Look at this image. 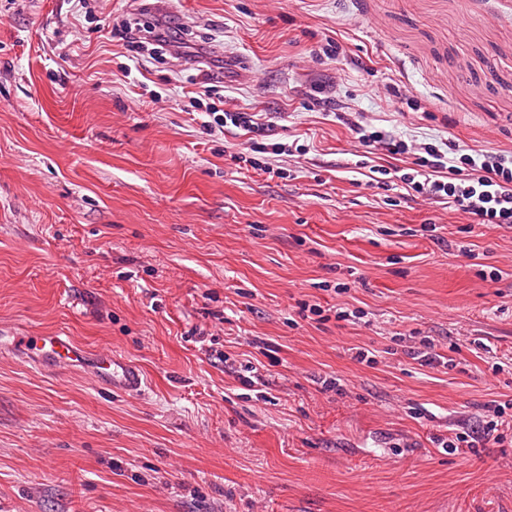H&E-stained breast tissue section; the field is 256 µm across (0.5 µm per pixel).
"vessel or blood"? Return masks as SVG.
I'll return each mask as SVG.
<instances>
[{"label":"vessel or blood","instance_id":"1","mask_svg":"<svg viewBox=\"0 0 512 512\" xmlns=\"http://www.w3.org/2000/svg\"><path fill=\"white\" fill-rule=\"evenodd\" d=\"M0 351H8L44 370L87 369L93 383L108 392L141 393L144 374L138 363L111 350L90 352L57 332L17 333L0 326Z\"/></svg>","mask_w":512,"mask_h":512}]
</instances>
